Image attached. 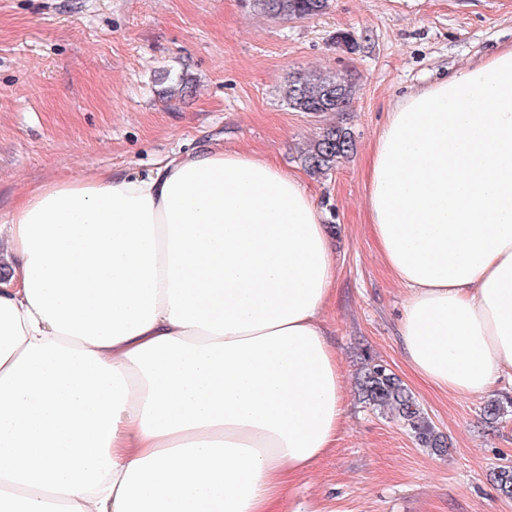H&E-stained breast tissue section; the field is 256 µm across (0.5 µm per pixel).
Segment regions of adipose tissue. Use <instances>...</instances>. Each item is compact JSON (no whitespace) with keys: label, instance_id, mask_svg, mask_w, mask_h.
<instances>
[{"label":"adipose tissue","instance_id":"1","mask_svg":"<svg viewBox=\"0 0 512 512\" xmlns=\"http://www.w3.org/2000/svg\"><path fill=\"white\" fill-rule=\"evenodd\" d=\"M367 186L407 365L486 392L512 371V48L399 102ZM3 257L0 512H276L334 448L336 256L298 176L198 148L46 182Z\"/></svg>","mask_w":512,"mask_h":512}]
</instances>
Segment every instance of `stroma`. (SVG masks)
<instances>
[{
  "label": "stroma",
  "mask_w": 512,
  "mask_h": 512,
  "mask_svg": "<svg viewBox=\"0 0 512 512\" xmlns=\"http://www.w3.org/2000/svg\"><path fill=\"white\" fill-rule=\"evenodd\" d=\"M341 32L352 44L338 42ZM509 48L512 0H329L323 14L292 20L250 0H0V215L51 180L145 174L202 145L299 175L333 235L322 321L347 413L335 447L290 480L278 512H512L494 479L512 466V373L457 397L410 371L398 333L406 291L366 206L371 146L397 102ZM300 72L354 78L349 111L290 109L285 92ZM336 125L353 153L326 174L308 172L303 152ZM373 361L412 392L445 452L360 400L357 378ZM491 402L500 406L492 424Z\"/></svg>",
  "instance_id": "35a3bbf8"
}]
</instances>
